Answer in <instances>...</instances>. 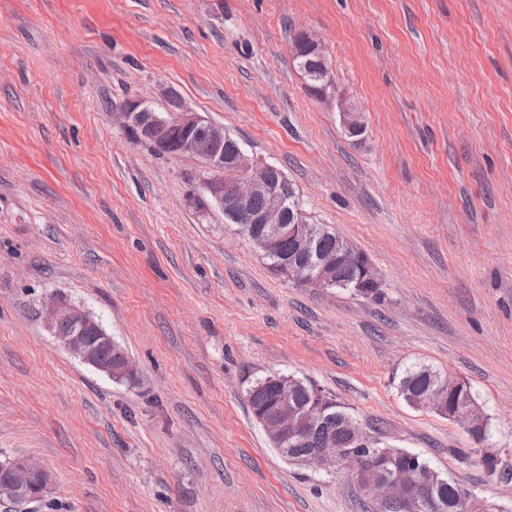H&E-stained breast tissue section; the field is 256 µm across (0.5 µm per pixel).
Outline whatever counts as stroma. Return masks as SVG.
<instances>
[{
    "mask_svg": "<svg viewBox=\"0 0 512 512\" xmlns=\"http://www.w3.org/2000/svg\"><path fill=\"white\" fill-rule=\"evenodd\" d=\"M302 31L329 98L293 61ZM173 97L281 169L384 298L286 281L190 204L204 163L132 143L118 112ZM52 293L130 378L54 340ZM416 364L470 384L487 441L405 401ZM274 373L512 512V0H0V459L47 475L18 512H362L253 419ZM295 42L302 43L300 49L296 50L297 53H300L304 47L312 48V50L305 51L300 55H294V61L304 74L309 92L316 95L315 89L322 86L325 79L330 80V68L327 59L320 48L314 49L319 46V43L307 32L298 34Z\"/></svg>",
    "mask_w": 512,
    "mask_h": 512,
    "instance_id": "35a3bbf8",
    "label": "stroma"
}]
</instances>
